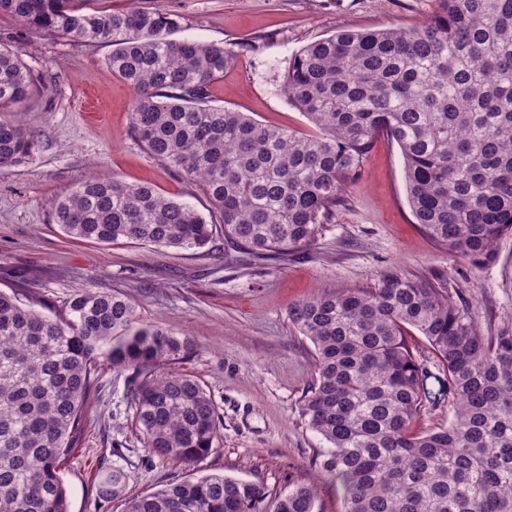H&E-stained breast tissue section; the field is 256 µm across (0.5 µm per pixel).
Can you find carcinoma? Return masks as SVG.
Masks as SVG:
<instances>
[{"label":"carcinoma","mask_w":512,"mask_h":512,"mask_svg":"<svg viewBox=\"0 0 512 512\" xmlns=\"http://www.w3.org/2000/svg\"><path fill=\"white\" fill-rule=\"evenodd\" d=\"M425 24L341 31L288 63L283 92L319 130L303 135L209 104L210 85L250 44L174 40V16L129 7L86 11L76 0H0L22 24L110 48L106 64L133 90L132 132L152 158L202 183L207 221L151 184L92 175L52 203L69 237L203 248L217 227L242 259L315 242L376 136L398 144L415 223L480 267L512 235V0H436ZM34 79L0 46V169L30 162L20 120ZM288 320L314 346L316 376L299 415L329 447L319 469L344 512H512V328L484 332L438 277L390 271L370 288L302 300ZM424 336L437 389L407 342ZM187 337L136 325L122 297L87 284L48 315L0 292V512H70L62 463L79 441L98 370L126 375L148 454L190 467L220 437L217 407L195 376L160 366ZM448 399V427L415 432L424 407ZM125 472L95 484L117 497ZM253 482L191 475L129 498L125 512H257ZM317 490L295 484L271 512H318Z\"/></svg>","instance_id":"carcinoma-1"}]
</instances>
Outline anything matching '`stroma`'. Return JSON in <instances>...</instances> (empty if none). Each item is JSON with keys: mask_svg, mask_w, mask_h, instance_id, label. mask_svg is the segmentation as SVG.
I'll return each instance as SVG.
<instances>
[{"mask_svg": "<svg viewBox=\"0 0 512 512\" xmlns=\"http://www.w3.org/2000/svg\"><path fill=\"white\" fill-rule=\"evenodd\" d=\"M177 16L173 39L250 43L209 88V101L264 124L314 133L282 90L288 60L302 46L343 31L420 25L435 0H138ZM0 43L17 48L36 79L21 120L35 135L33 160L0 170V291L28 290L39 310L61 312L85 283L119 294L139 323L173 330L194 347L177 370L203 381L223 428L193 468L149 456L133 420L125 377L102 366L84 431L66 458L71 512H123L96 500L94 482L117 466L126 493L148 494L188 474L218 473L255 482L267 498L288 485L316 483L319 512H343L334 482L314 461L326 443L299 416L315 377L309 340L290 324L295 303L345 288H368L388 271L445 276L456 302L478 314L485 332L512 327V235L495 261L476 267L438 248L416 224L396 142L378 136L361 177L350 182L316 242L251 264L216 232L208 247L175 249L71 239L55 224L52 202L91 174L211 212L199 182L151 158L131 128L132 90L106 65L107 48L28 28L0 14Z\"/></svg>", "mask_w": 512, "mask_h": 512, "instance_id": "1", "label": "stroma"}]
</instances>
